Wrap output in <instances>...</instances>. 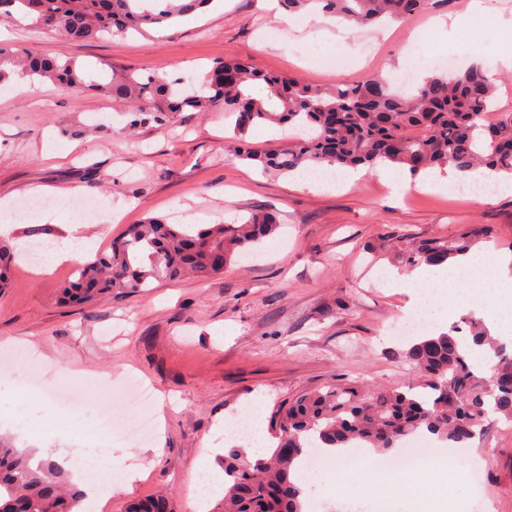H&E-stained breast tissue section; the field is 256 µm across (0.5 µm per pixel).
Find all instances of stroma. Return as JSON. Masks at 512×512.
<instances>
[{
  "label": "stroma",
  "instance_id": "1",
  "mask_svg": "<svg viewBox=\"0 0 512 512\" xmlns=\"http://www.w3.org/2000/svg\"><path fill=\"white\" fill-rule=\"evenodd\" d=\"M261 0H215L208 10L177 25L143 34L76 41L55 32L8 28L7 41L36 42L46 54L75 60L96 76L133 70L176 72L199 79L220 59L246 60L273 75L312 84L355 83L408 70L433 74L435 59L452 54L468 67L470 46L491 67L497 34L512 29V0H483L454 40L436 26L452 27L470 0L402 23L355 27L300 11L261 7ZM127 115L109 95L67 91L45 83L43 91L0 96V200H30V187L81 185L99 207L88 234L108 249L128 225L145 217L180 224H233L252 212H277L278 231L237 253L224 272L156 285L148 294L83 307L62 302L63 286L77 265L52 272L26 264L0 290V354L22 348L55 370L63 387L84 406L79 416L92 428L98 416L121 413L127 378L150 385L162 397L164 421L154 440L131 444L113 438L104 457L113 467L136 466L131 490H115L98 512H125L130 500L160 490L172 493L178 512H193L192 489L202 449L221 464L239 439L218 435L217 423L253 405L259 417L256 446L271 445L277 409L307 391L355 381L367 388L405 386L418 374L402 352L411 339L397 329L425 317L429 333L447 314L449 326L470 313L435 292L412 294L395 287L391 272L411 266L391 257L373 259L384 234L409 240L455 237L491 226L486 248L512 253V195L485 203L465 193V180L442 189H411L402 197L368 174L323 192L295 175H265L228 149L232 128L223 113L185 112L168 123L126 132ZM15 381L0 378V434L39 455L82 446L59 428L68 409L33 394L19 398ZM40 425L32 436L23 423ZM448 466L427 469L421 483L437 487L433 501L415 512H443L446 501L462 512H512V424L486 423L467 447L445 451ZM482 469L479 487L460 480ZM307 512H374V501L356 493H325L322 474L299 476Z\"/></svg>",
  "mask_w": 512,
  "mask_h": 512
}]
</instances>
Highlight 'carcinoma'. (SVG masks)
<instances>
[{"label": "carcinoma", "instance_id": "cac0c4a2", "mask_svg": "<svg viewBox=\"0 0 512 512\" xmlns=\"http://www.w3.org/2000/svg\"><path fill=\"white\" fill-rule=\"evenodd\" d=\"M212 0H0V19L21 13L37 32H58L94 40L173 26ZM289 12L313 4L340 23L375 26L386 19L406 21L439 8L446 0H280ZM64 90H98L123 103L129 129L153 121L164 124L182 112H222L234 122V155L265 172L289 175L327 162L341 166H395L417 176L452 165L463 177L481 171L512 177V113L487 120L498 86L489 69L433 73L408 91L377 76L356 84L313 85L297 77L271 75L243 60L221 59L199 89L186 93L179 78L112 72L99 83L75 61L49 57L35 45L18 49L0 43V84L16 69ZM286 126L294 142L261 152L245 146L250 128ZM274 215L255 212L238 224H207L190 230L149 217L129 225L125 236L78 265L62 288L63 301L91 305L101 297L121 299L145 293L192 273L207 278L224 271L236 252L272 234ZM491 238L477 228L453 238H428L399 248L414 265L439 264ZM14 248L0 242V284L8 277ZM485 354L490 383L477 374L471 351ZM405 357L422 378L416 388H379L371 393L351 383L304 393L275 417L276 439L269 454L250 461L240 448L224 455V493L211 512H302L303 489L297 465L311 440L324 447L373 448L388 455L400 442L428 433L464 448L493 414L512 422V356L479 320L469 321V337L451 329L422 336ZM84 495L68 472L51 458L31 463L29 455L0 437V512H14L22 499L28 512H80ZM128 512H175L172 497L159 493L132 502Z\"/></svg>", "mask_w": 512, "mask_h": 512}]
</instances>
